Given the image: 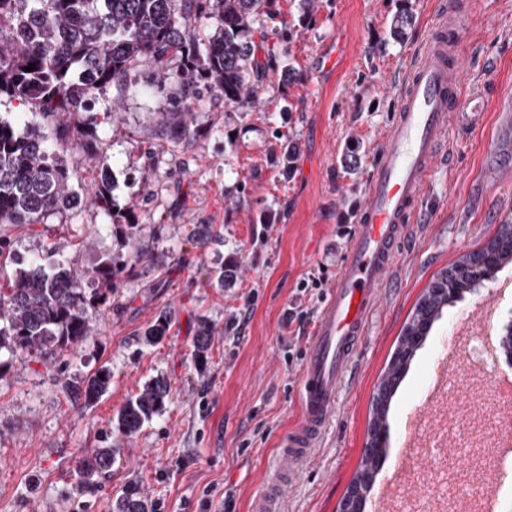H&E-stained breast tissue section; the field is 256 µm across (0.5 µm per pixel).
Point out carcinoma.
I'll use <instances>...</instances> for the list:
<instances>
[{
	"label": "carcinoma",
	"mask_w": 512,
	"mask_h": 512,
	"mask_svg": "<svg viewBox=\"0 0 512 512\" xmlns=\"http://www.w3.org/2000/svg\"><path fill=\"white\" fill-rule=\"evenodd\" d=\"M271 0H0V95L19 101L30 113L23 131L14 119L0 114V225L41 224L80 201L71 187L73 174L64 154L86 148L96 138L95 129L71 127L64 115L89 112L100 91L125 82L131 67L150 62L160 69L177 58L180 97L176 111L155 119L161 138L189 147L196 133L187 111L199 98V85L224 93V104L240 112L257 108L256 85L272 69L275 55L258 51L255 41ZM205 15L215 29L200 42L193 21ZM34 70L24 71L29 64ZM56 125L54 142H47L45 126ZM296 150L290 146L271 155L284 174L291 173ZM94 202L105 212L112 209L110 177L95 181ZM496 266L512 262V224L500 225L487 242ZM480 251L460 257L440 278L431 282L418 299L392 353L388 368L371 400L367 445L349 484L340 512L366 499L374 483L384 448L391 400L417 349L448 298L460 301L484 282L487 268L476 267ZM238 265L229 258L209 271L211 284L232 283ZM112 257H103L90 268L59 264L48 274L33 258L18 263L12 275L0 278V351L19 352L49 363L90 336L93 317L89 309L102 301L112 280L121 272ZM102 286L89 292L84 284ZM173 318L164 314L144 331L146 343L155 345L169 335ZM211 331L203 325L194 344L195 360L207 359ZM111 374L97 371L65 394L85 404L95 403L107 390ZM163 379L151 380L117 414L118 431L137 433L159 414L169 400ZM117 456L112 447L94 448L78 461L76 473L84 484L105 476ZM112 512H148L139 487L130 484L112 502Z\"/></svg>",
	"instance_id": "cac0c4a2"
}]
</instances>
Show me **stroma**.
Returning a JSON list of instances; mask_svg holds the SVG:
<instances>
[{
	"instance_id": "stroma-1",
	"label": "stroma",
	"mask_w": 512,
	"mask_h": 512,
	"mask_svg": "<svg viewBox=\"0 0 512 512\" xmlns=\"http://www.w3.org/2000/svg\"><path fill=\"white\" fill-rule=\"evenodd\" d=\"M443 0H275L264 18L275 67L259 85V111L225 105L203 89L189 123V149L156 137L151 114L172 111L177 62L161 78L152 64L133 66L122 85L107 87L92 111L70 120L94 124L88 152L68 155L78 175L106 168L113 177V216L84 201L51 216L42 235L9 224L10 257L38 256L46 273L68 261L88 267L104 256L124 263L92 317L94 330L75 349L44 365L0 352V512H110L129 483L153 512H255V497L275 466L280 442L300 417L298 384L311 328L341 265L355 212L379 141L394 112L389 81L401 74ZM462 48L465 92L485 103L482 127L448 139V164L430 178L426 223L408 231L393 286L368 323L367 336L344 378L330 423L287 487L281 512H338L367 442L373 391L388 366L413 306L434 276L483 246L499 225L512 224V186L488 190L482 176L487 143L498 135L494 99L512 92V0H477ZM408 9L413 25L393 40V17ZM296 69L289 83L281 70ZM297 154L291 176L269 156L286 144ZM153 158H146L147 149ZM274 215L270 224L262 214ZM132 222L136 243L114 225ZM216 236L197 245L201 225ZM236 255L231 288L207 282L208 269ZM512 263L495 281L444 309L417 350L388 412L387 456L375 476L391 497L365 512H473L494 480L495 450L482 433L508 405L491 393L493 378L470 371L464 355L448 372L451 399L426 403L432 365L448 325L465 309L490 315L494 336L512 318ZM303 312L290 316L294 304ZM171 313L174 325L157 345L145 329ZM211 328L208 359L197 364L201 323ZM112 374L94 404L67 400L66 384L97 370ZM164 376L172 399L140 432L126 436L113 417L151 378ZM112 446L119 454L94 488L75 476L84 451ZM467 449L460 458L458 449ZM468 487L449 497L448 483Z\"/></svg>"
}]
</instances>
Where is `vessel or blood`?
Wrapping results in <instances>:
<instances>
[{"instance_id":"obj_1","label":"vessel or blood","mask_w":512,"mask_h":512,"mask_svg":"<svg viewBox=\"0 0 512 512\" xmlns=\"http://www.w3.org/2000/svg\"><path fill=\"white\" fill-rule=\"evenodd\" d=\"M468 27V15L457 9L438 13L432 35L417 47L414 61L394 85L397 110L365 185L346 259L308 344L299 386L300 422L281 440L278 463L258 494L256 512H280L284 486L298 477L316 448L408 228L423 218L428 177L446 154L449 132L468 131L483 118L463 92L457 44ZM483 178L494 186L511 184L512 161H489Z\"/></svg>"}]
</instances>
